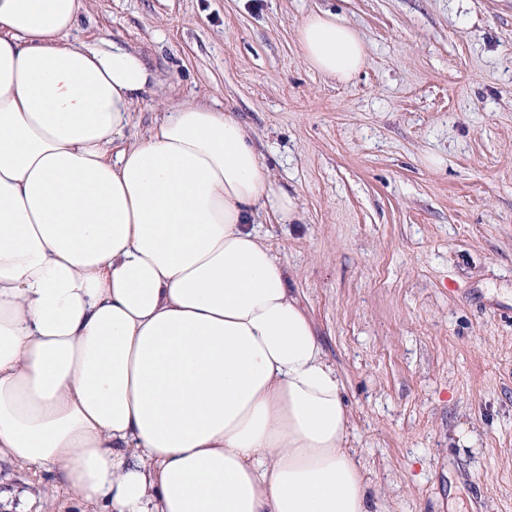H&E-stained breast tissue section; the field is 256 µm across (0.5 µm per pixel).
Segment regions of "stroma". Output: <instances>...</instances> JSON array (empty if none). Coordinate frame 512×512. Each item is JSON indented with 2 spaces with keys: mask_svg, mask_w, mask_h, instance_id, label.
I'll return each mask as SVG.
<instances>
[{
  "mask_svg": "<svg viewBox=\"0 0 512 512\" xmlns=\"http://www.w3.org/2000/svg\"><path fill=\"white\" fill-rule=\"evenodd\" d=\"M318 10L366 42L351 83L297 46ZM69 41L146 62L133 132L234 113L295 198L254 222L341 377L370 512H512V0H88ZM0 492L93 512L35 465L1 459Z\"/></svg>",
  "mask_w": 512,
  "mask_h": 512,
  "instance_id": "stroma-1",
  "label": "stroma"
}]
</instances>
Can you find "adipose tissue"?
Segmentation results:
<instances>
[{"label":"adipose tissue","instance_id":"1","mask_svg":"<svg viewBox=\"0 0 512 512\" xmlns=\"http://www.w3.org/2000/svg\"><path fill=\"white\" fill-rule=\"evenodd\" d=\"M85 0H0V458L100 512H370L343 383L251 224L297 205L246 127L166 106L141 56L76 47ZM307 63L351 82L328 10Z\"/></svg>","mask_w":512,"mask_h":512}]
</instances>
